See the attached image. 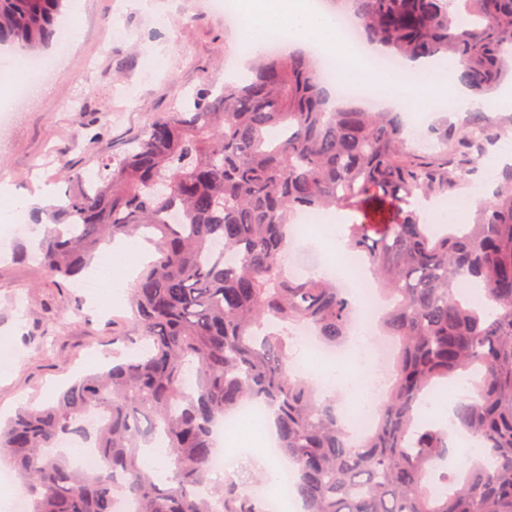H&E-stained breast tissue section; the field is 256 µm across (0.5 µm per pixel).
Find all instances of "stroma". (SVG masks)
<instances>
[{"mask_svg":"<svg viewBox=\"0 0 512 512\" xmlns=\"http://www.w3.org/2000/svg\"><path fill=\"white\" fill-rule=\"evenodd\" d=\"M71 42L53 41L59 65L41 93L0 123V228L18 212L17 201L40 197L59 205L67 188L62 165L96 174L101 159L123 150L155 117L173 111L195 90L229 78L240 29L211 0H67L58 18ZM83 141L88 153L71 149ZM30 233L0 247V419L23 406H42L80 376L100 371L116 353L132 317L130 283L92 264L93 288L47 278L33 254ZM50 348L36 353L34 337Z\"/></svg>","mask_w":512,"mask_h":512,"instance_id":"35a3bbf8","label":"stroma"}]
</instances>
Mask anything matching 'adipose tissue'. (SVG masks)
Returning <instances> with one entry per match:
<instances>
[{
    "mask_svg": "<svg viewBox=\"0 0 512 512\" xmlns=\"http://www.w3.org/2000/svg\"><path fill=\"white\" fill-rule=\"evenodd\" d=\"M242 19V35L235 52L238 63L257 55L266 38L276 35L288 51L312 43L322 45L335 57L340 78L368 85L371 100L381 107L420 115L432 111L448 93L444 75L433 69L407 65L396 74L371 72L364 63L351 60L337 14L314 10L308 0H246ZM321 376L329 388L338 387L357 401H368L370 368L366 357L360 355L346 365L322 369Z\"/></svg>",
    "mask_w": 512,
    "mask_h": 512,
    "instance_id": "obj_1",
    "label": "adipose tissue"
}]
</instances>
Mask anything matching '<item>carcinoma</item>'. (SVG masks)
I'll use <instances>...</instances> for the list:
<instances>
[{
	"label": "carcinoma",
	"mask_w": 512,
	"mask_h": 512,
	"mask_svg": "<svg viewBox=\"0 0 512 512\" xmlns=\"http://www.w3.org/2000/svg\"><path fill=\"white\" fill-rule=\"evenodd\" d=\"M350 2L367 43L401 60L446 58L477 96L509 64L512 0ZM63 3L0 0V47L40 53ZM326 85L308 57L264 51L238 82L201 88L149 122L97 177L63 166L71 187L49 216L45 273L72 285L119 236L149 243L154 259L124 337L144 351L0 426V459L30 512H119L123 499L134 512H266L249 489L253 465L221 488L209 476L217 428L247 402L274 414L307 512H512V167L462 229L435 232L420 210L474 182L509 127L489 106L434 129L436 146L421 155L390 113L331 106ZM373 201L391 202L395 219L349 224L345 238L388 303L384 333L398 350L376 424L354 442L336 400L290 369L288 333L302 322L336 347L354 306L335 282L296 277L281 258L298 213ZM469 371L479 381L455 416L486 456L437 492L428 476L448 457V432L419 423L418 411ZM62 439L88 444L96 467L79 466ZM155 443L170 459L164 476L146 451Z\"/></svg>",
	"instance_id": "obj_1"
}]
</instances>
